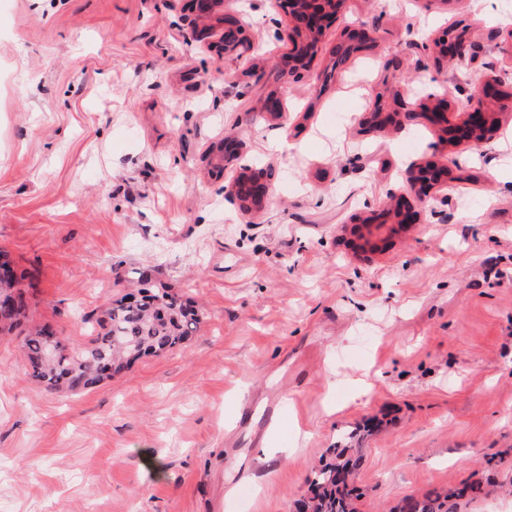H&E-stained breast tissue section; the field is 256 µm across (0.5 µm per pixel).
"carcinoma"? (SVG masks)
Instances as JSON below:
<instances>
[{
  "label": "carcinoma",
  "mask_w": 512,
  "mask_h": 512,
  "mask_svg": "<svg viewBox=\"0 0 512 512\" xmlns=\"http://www.w3.org/2000/svg\"><path fill=\"white\" fill-rule=\"evenodd\" d=\"M138 285L135 305L127 296L112 301L95 319L100 332L86 349L62 344L50 326L35 327L24 339L23 349L29 374L48 389L81 392L102 381L100 365H131L149 354L172 351L184 344L200 321L199 313L170 288H157L141 269L126 278ZM18 276L0 278V298L10 303L0 309V327L12 326L25 312L23 296L17 291ZM361 431L355 430L329 456L316 465L307 478L308 493L296 504V512H359L361 497L356 475L362 464L361 449L352 447ZM488 494L487 484L467 480L448 492L433 489L420 497L404 498L395 512H458L460 501Z\"/></svg>",
  "instance_id": "cac0c4a2"
}]
</instances>
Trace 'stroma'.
I'll return each instance as SVG.
<instances>
[{
  "label": "stroma",
  "mask_w": 512,
  "mask_h": 512,
  "mask_svg": "<svg viewBox=\"0 0 512 512\" xmlns=\"http://www.w3.org/2000/svg\"><path fill=\"white\" fill-rule=\"evenodd\" d=\"M188 4L0 0V249L32 277L29 323L88 345L131 267L201 317L177 351L76 396L28 375L24 327L0 334V512H295L328 448L374 418L360 512L512 480V107L471 150L423 119L360 125L385 75L457 112L512 74L486 38L512 30V0H344L302 80L281 0H224L215 15L237 12L279 73L265 84L212 50L222 26L195 38ZM462 21L475 63L436 68L422 44ZM360 24L377 43L324 83ZM270 93L282 117L257 111ZM232 132L273 173L250 214L214 169ZM427 161L469 180L362 252V219ZM270 446L288 451L273 468Z\"/></svg>",
  "instance_id": "obj_1"
}]
</instances>
